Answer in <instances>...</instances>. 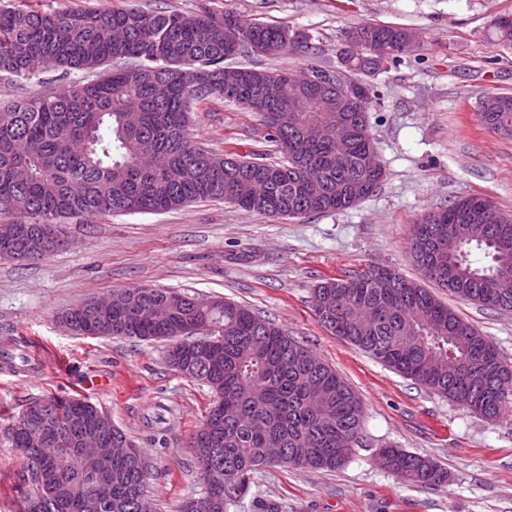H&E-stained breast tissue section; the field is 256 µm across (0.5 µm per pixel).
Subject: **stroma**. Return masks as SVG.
I'll return each instance as SVG.
<instances>
[{
	"label": "stroma",
	"instance_id": "stroma-1",
	"mask_svg": "<svg viewBox=\"0 0 512 512\" xmlns=\"http://www.w3.org/2000/svg\"><path fill=\"white\" fill-rule=\"evenodd\" d=\"M46 11H150L220 15L305 32L309 48L242 65L298 71L333 67L347 30L385 23L420 31L419 47L371 77L379 102L368 114L380 190L350 209L297 218L247 212L224 201L163 212L69 221L70 243L42 260L0 261V342L33 348L27 370L0 368V423L50 392L69 393L109 413L148 462L156 512H175L201 486L189 442L214 396L180 376L162 341L79 336L58 319L90 297L146 286L243 305L287 330L329 364L363 401L362 430L335 471L266 465L249 493L226 512H512V395L494 421L406 379L327 331L312 306L315 285L371 265L422 281L408 258L416 222L460 196L477 195L512 213V138L484 128L478 101L512 94V48L494 43L491 24L512 15V0H0ZM54 67L33 79L0 76V103L81 79ZM194 143L220 153L273 150L261 113L213 100L190 115ZM512 368V310L447 297ZM393 446L446 472L437 486L400 481L378 460ZM17 449L0 445V512H16Z\"/></svg>",
	"mask_w": 512,
	"mask_h": 512
}]
</instances>
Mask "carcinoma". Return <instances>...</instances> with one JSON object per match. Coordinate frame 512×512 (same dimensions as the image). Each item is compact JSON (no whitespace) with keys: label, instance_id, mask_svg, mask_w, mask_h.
Listing matches in <instances>:
<instances>
[{"label":"carcinoma","instance_id":"1","mask_svg":"<svg viewBox=\"0 0 512 512\" xmlns=\"http://www.w3.org/2000/svg\"><path fill=\"white\" fill-rule=\"evenodd\" d=\"M241 27L226 11L156 13L140 8L95 12L0 9V74L30 80L45 66L63 71L112 70L95 79L65 85L49 95L16 101L0 110V212L20 199V223L28 231L18 247L43 259L62 247L42 249L39 226L118 213L166 211L187 203L224 200L254 213L275 214L294 207L305 214L347 209L336 204V185L355 186L364 176L368 152L365 128L356 130L347 150L327 137L309 147L300 143L289 121L275 119L284 103L267 101L262 113L268 141L284 155L260 161L196 146L188 135L195 106L224 99L228 62L270 48L266 56L306 48L303 32L277 25L244 27L240 43L226 33ZM496 43L512 46V17L493 20ZM405 27L368 23L350 30L353 45L343 51L351 74L366 95L352 111L338 112L324 99L310 102L302 121L336 129L358 112L373 109L378 97L367 77L377 70L360 63L367 40L399 44ZM252 79L238 96L261 93L258 80H286L290 68L244 67ZM477 117L487 129L512 134V95L479 100ZM276 172L271 209L250 196L253 177ZM479 250L489 262L469 259ZM436 253L415 264L425 278L454 296L482 306L512 310V296L500 300L490 288L497 270L512 264V222L479 225L472 241L452 258V274L437 269ZM375 267L331 278L314 288V312L331 334L366 351L382 364L487 419L502 413L512 392V370L492 344L455 310L416 282L399 277L390 288L375 287ZM127 306L97 325L91 300L68 309L65 325L83 315L89 336L167 342L181 362L171 366L184 377L207 384L215 399L191 441L193 468L201 493L177 512H224L227 502L247 492L253 474L269 463L273 444L285 451L284 467L334 470L351 454L361 430L362 401L346 381L276 324L244 306L203 301L187 292L126 288ZM95 405L50 393L25 407L0 430V443L22 458L19 512H87L97 500L100 512H137L147 492L148 465L136 459L112 462V476L101 481L75 448H60L41 460L32 440L55 438L71 425L98 429ZM383 465L401 480L436 486L445 479L430 459L399 448H382Z\"/></svg>","mask_w":512,"mask_h":512}]
</instances>
